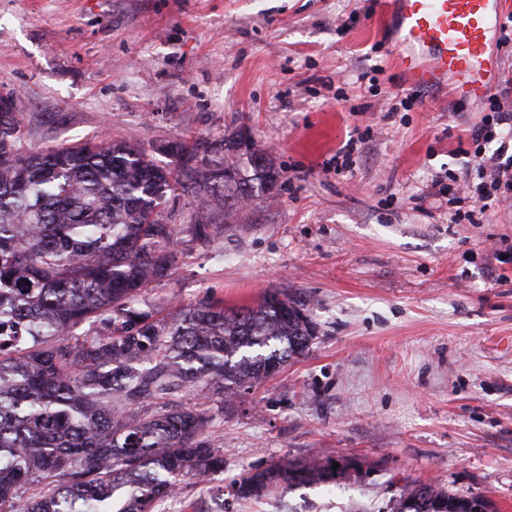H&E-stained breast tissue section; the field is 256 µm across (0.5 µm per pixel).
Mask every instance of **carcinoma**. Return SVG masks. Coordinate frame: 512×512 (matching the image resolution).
<instances>
[{
  "mask_svg": "<svg viewBox=\"0 0 512 512\" xmlns=\"http://www.w3.org/2000/svg\"><path fill=\"white\" fill-rule=\"evenodd\" d=\"M20 113L0 112V512H154L180 477L224 472V449L196 407L133 408L183 390L225 400L250 391L315 344L319 327L298 292L274 289L253 308L202 301L171 319L141 307L173 274L176 191L195 198L189 228L209 238L215 215L239 217L279 171L238 148L241 132L189 148L123 140L26 150ZM86 324L92 335L72 336ZM284 457L234 480L260 500L334 487L349 461ZM396 512H494L480 497L431 483L401 494Z\"/></svg>",
  "mask_w": 512,
  "mask_h": 512,
  "instance_id": "cac0c4a2",
  "label": "carcinoma"
}]
</instances>
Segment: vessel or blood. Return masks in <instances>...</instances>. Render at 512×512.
Wrapping results in <instances>:
<instances>
[{"instance_id": "b4317fda", "label": "vessel or blood", "mask_w": 512, "mask_h": 512, "mask_svg": "<svg viewBox=\"0 0 512 512\" xmlns=\"http://www.w3.org/2000/svg\"><path fill=\"white\" fill-rule=\"evenodd\" d=\"M506 0H387L396 33L393 63L413 87L451 84L456 97H487L500 63L489 30Z\"/></svg>"}]
</instances>
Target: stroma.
<instances>
[{"mask_svg": "<svg viewBox=\"0 0 512 512\" xmlns=\"http://www.w3.org/2000/svg\"><path fill=\"white\" fill-rule=\"evenodd\" d=\"M381 0H0V96L24 148L89 138L152 148L245 131L279 168L242 220L188 230L165 212L173 275L142 305H254L303 293L320 335L227 403L207 402L224 471L182 478L155 512H394L436 483L512 512V211L451 223L434 180L464 171L488 100L404 87ZM359 462L334 490L240 500L282 457Z\"/></svg>", "mask_w": 512, "mask_h": 512, "instance_id": "stroma-1", "label": "stroma"}]
</instances>
